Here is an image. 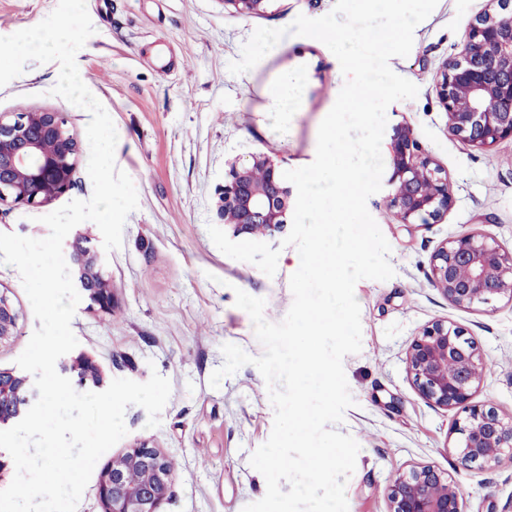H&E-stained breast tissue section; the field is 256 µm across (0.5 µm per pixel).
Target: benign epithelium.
<instances>
[{"label":"benign epithelium","instance_id":"obj_1","mask_svg":"<svg viewBox=\"0 0 512 512\" xmlns=\"http://www.w3.org/2000/svg\"><path fill=\"white\" fill-rule=\"evenodd\" d=\"M243 16L262 13L269 0H220ZM509 0H489L467 31L458 57L447 63L435 84L448 129L472 147L484 150L512 139V13ZM80 152L76 135L58 112L20 113L0 120V205L41 206L70 190ZM390 203L398 221L438 220L453 205L447 173L435 162L407 123L390 136ZM290 192L279 166L254 155L234 167L221 192L220 214L235 238L273 236L283 229ZM80 288L103 313L112 311V283L105 278L95 250L71 243ZM431 280L456 306L487 304L499 296L512 299V251L478 232L447 240L431 258ZM19 315L0 295V345L18 332ZM407 367L420 398L463 417L453 423L452 446L463 465L496 463L512 457V419L471 403L486 366L477 345L448 322L424 327L409 345ZM77 385H101V373L80 354L61 364ZM37 396L30 376L0 371V424L20 418ZM173 483L167 456L139 443L112 458L99 480L103 512H160ZM387 512H461V493L432 466L401 473L386 489Z\"/></svg>","mask_w":512,"mask_h":512}]
</instances>
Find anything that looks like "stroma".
Wrapping results in <instances>:
<instances>
[{"mask_svg": "<svg viewBox=\"0 0 512 512\" xmlns=\"http://www.w3.org/2000/svg\"><path fill=\"white\" fill-rule=\"evenodd\" d=\"M58 0H0V36L32 27ZM335 0H269L263 13L243 17L222 0H86L94 34L76 55L80 77L112 118L118 142L115 162L134 182L138 207L129 214L122 246L104 253L103 272L115 304L102 314L81 299L71 327L77 352L90 357L105 382L147 381L159 373L171 383L160 424L128 406V430L101 457L109 462L139 440L160 448L174 464L171 493L162 512H243L263 498L266 481L250 464L269 438L274 419L266 383L251 364L212 387L232 343L260 356L251 319L235 305V289L265 300L268 321L283 320L293 295L290 277L297 250L284 233L269 237L280 247L277 271L223 254L208 225L222 226L218 194L235 164L264 154L281 170L311 164L318 128L333 107L342 72L322 42L300 36L282 39L253 69L234 75L255 28H282L297 15L319 18ZM486 0H438L414 30L408 56L390 68L419 88L416 98L386 111L387 127L406 122L451 183L453 205L436 222L398 223L390 185L369 197L367 208L391 246L395 274L385 281L363 279L355 298L361 309L362 348L343 367L355 401L341 433L359 444L354 473L347 479L348 512H386L393 476L430 465L448 473L462 495L463 512H512V459L495 467L458 464L451 452L456 411L423 401L406 364L407 349L425 326L441 320L464 330L487 364L475 404L512 418V300L461 308L434 287L430 259L447 239L479 230L512 251V140L479 150L448 129L435 93L447 61L461 51L465 33ZM301 79L298 111L271 114L267 90L285 74ZM59 65L28 62L21 75L0 87V118L21 112L61 113L83 147L74 184L38 207L0 206V233L45 238L41 218L93 192L85 141L90 114L52 95ZM0 293L19 312V333L0 345V370H16L17 357L39 328L17 270L0 263Z\"/></svg>", "mask_w": 512, "mask_h": 512, "instance_id": "obj_1", "label": "stroma"}]
</instances>
